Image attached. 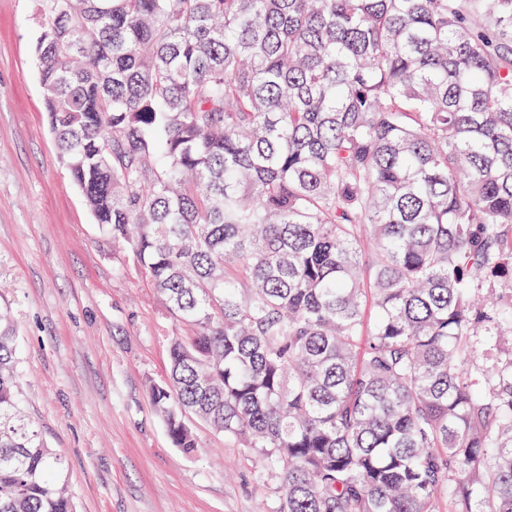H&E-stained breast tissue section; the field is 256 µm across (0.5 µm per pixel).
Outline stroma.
<instances>
[{"label":"stroma","instance_id":"35a3bbf8","mask_svg":"<svg viewBox=\"0 0 512 512\" xmlns=\"http://www.w3.org/2000/svg\"><path fill=\"white\" fill-rule=\"evenodd\" d=\"M39 0H0V302L28 412L65 461L76 512H278L255 450L194 421L175 448L148 397L175 326L95 223L62 163L37 75Z\"/></svg>","mask_w":512,"mask_h":512}]
</instances>
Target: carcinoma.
<instances>
[{
	"instance_id": "1",
	"label": "carcinoma",
	"mask_w": 512,
	"mask_h": 512,
	"mask_svg": "<svg viewBox=\"0 0 512 512\" xmlns=\"http://www.w3.org/2000/svg\"><path fill=\"white\" fill-rule=\"evenodd\" d=\"M59 155L175 331L149 396L279 512H512V0H40ZM0 319V512H75Z\"/></svg>"
}]
</instances>
